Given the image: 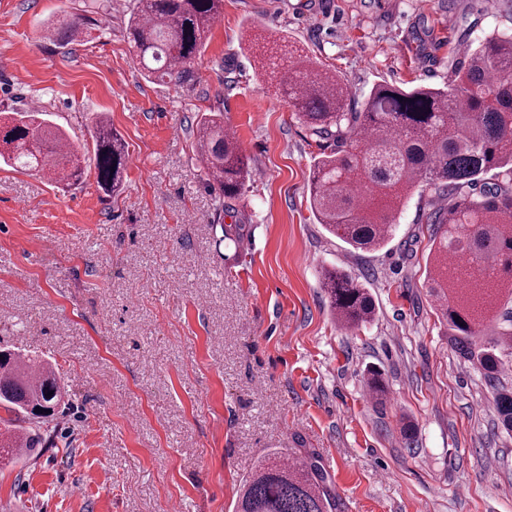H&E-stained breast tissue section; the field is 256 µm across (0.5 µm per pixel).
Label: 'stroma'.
I'll use <instances>...</instances> for the list:
<instances>
[{"mask_svg":"<svg viewBox=\"0 0 512 512\" xmlns=\"http://www.w3.org/2000/svg\"><path fill=\"white\" fill-rule=\"evenodd\" d=\"M130 0H0V111L40 106L91 145L105 114L125 189L62 186L0 163V348L58 367L71 403L31 454L0 463V512H232L269 452L313 459L338 512H512V435L493 388L443 334L413 193L383 249L348 253L309 209L320 148L280 94L289 50L347 80L444 86L466 48L512 34L500 0H224L193 80H144ZM81 15L87 34L67 40ZM276 37L257 81L242 35ZM220 112L254 172L221 206L200 177L202 114ZM240 232L225 239L223 227ZM340 267L377 314L346 329L321 287ZM384 371L376 406L364 373ZM419 428L413 446L402 416Z\"/></svg>","mask_w":512,"mask_h":512,"instance_id":"stroma-1","label":"stroma"}]
</instances>
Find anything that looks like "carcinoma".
<instances>
[{"label":"carcinoma","instance_id":"carcinoma-1","mask_svg":"<svg viewBox=\"0 0 512 512\" xmlns=\"http://www.w3.org/2000/svg\"><path fill=\"white\" fill-rule=\"evenodd\" d=\"M224 0H134L127 32L146 80L180 85L205 51ZM296 79L282 94L309 136L330 144L314 159L309 208L317 223L351 249L372 251L393 238L395 220L414 190L443 202L434 225L428 293L459 356L489 381L512 357V35H492L464 53L444 88L405 90L378 83L358 102L348 84L299 55ZM93 151L70 143L40 113L11 112L0 127V161L76 183L89 168L108 195L123 187L127 150L107 118H91ZM196 153L218 198L240 197L253 170L222 114L201 117ZM466 255L471 265L455 258ZM336 321L355 328L375 307L367 289L341 268L322 273ZM373 401L384 406L385 373L367 370ZM59 372L33 356L0 354V406L32 423L52 421L64 404ZM495 410L512 431V388L496 387ZM39 435L0 439V454L17 456ZM262 459L245 479L234 512H335L336 500L312 464Z\"/></svg>","mask_w":512,"mask_h":512}]
</instances>
